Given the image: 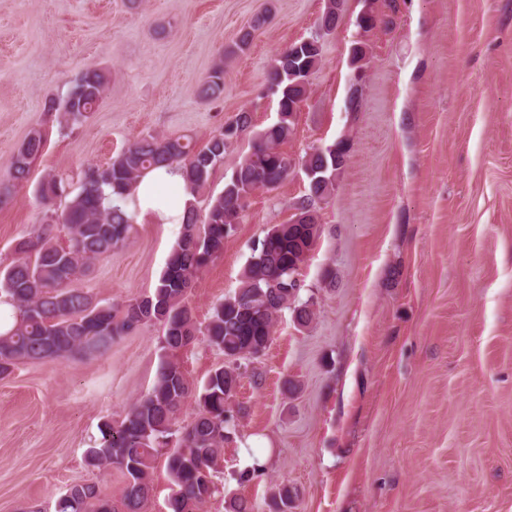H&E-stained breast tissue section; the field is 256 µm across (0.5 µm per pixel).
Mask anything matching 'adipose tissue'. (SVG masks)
<instances>
[{"instance_id": "adipose-tissue-1", "label": "adipose tissue", "mask_w": 512, "mask_h": 512, "mask_svg": "<svg viewBox=\"0 0 512 512\" xmlns=\"http://www.w3.org/2000/svg\"><path fill=\"white\" fill-rule=\"evenodd\" d=\"M190 198L180 170L160 167L145 175L121 205L139 219L156 224H178Z\"/></svg>"}]
</instances>
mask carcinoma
I'll list each match as a JSON object with an SVG mask.
<instances>
[{
	"mask_svg": "<svg viewBox=\"0 0 512 512\" xmlns=\"http://www.w3.org/2000/svg\"><path fill=\"white\" fill-rule=\"evenodd\" d=\"M345 2L327 0L320 21L325 32L336 28ZM389 24L385 15L373 8L358 17V26L366 32ZM321 58L322 44L316 37L310 43L295 42L278 55L268 85L278 97L277 121L257 134L223 190L208 195L204 214L189 204L181 236L151 294L114 304L69 287L74 277L90 271L97 258L127 242L134 230L133 214L104 204V188L122 197L148 171L173 166L182 171L191 194H199L224 163L227 148L251 127L249 112H239L200 147L184 135L137 136L109 162L88 167L73 195L66 192L63 178L45 174L38 188L41 202L48 206L42 222L29 237L17 242L15 257L0 265V301L12 308V321L0 330V377L20 361L63 362L106 354L144 322L163 327L164 355L151 391L137 400L122 420L104 421L99 427L101 437L87 450L88 465H112L125 477L122 508L113 507L110 512H143L152 492L153 463L167 447L173 484L169 512H200L217 490L213 477L224 456V441L236 427L230 404L241 377L265 353L282 311L291 310L300 327L313 320L312 304L300 301V289L289 287V281L300 274L321 236L322 225L316 222L270 225L252 244L240 288L212 308L206 325L197 323L186 294L196 274L224 251V240L241 223L250 195L273 188L288 177L293 159L282 145L293 131L294 115ZM223 75L221 57L198 87V96L220 98ZM106 85L104 72L86 70L65 95L49 99L46 109L58 115L60 129H72L94 112ZM45 143L41 129L27 135L11 157L13 183L28 181ZM350 149V144L341 140L302 158V166L312 177L298 215L310 212L330 195ZM54 201L59 205L53 209ZM57 225L66 232L64 245L57 241ZM200 336L224 355L225 363L213 369L198 389L191 387L175 356ZM190 399L196 404V416L177 429V414ZM103 499L97 484H76L59 497L56 512H79V507H92L94 501ZM273 499L275 512H289L293 499L288 486L277 488Z\"/></svg>",
	"mask_w": 512,
	"mask_h": 512,
	"instance_id": "1",
	"label": "carcinoma"
}]
</instances>
